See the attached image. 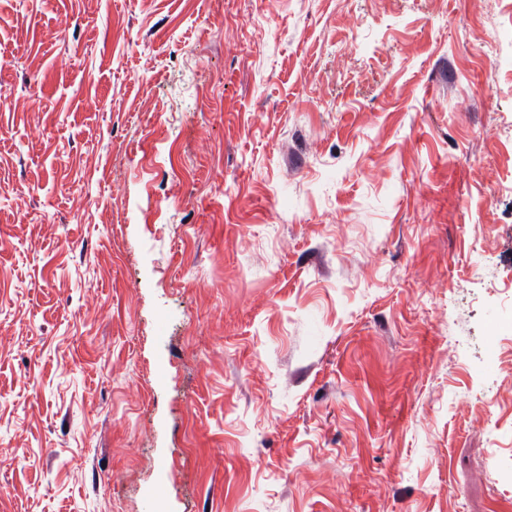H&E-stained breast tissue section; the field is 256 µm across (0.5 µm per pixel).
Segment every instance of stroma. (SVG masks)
Here are the masks:
<instances>
[{
  "label": "stroma",
  "mask_w": 512,
  "mask_h": 512,
  "mask_svg": "<svg viewBox=\"0 0 512 512\" xmlns=\"http://www.w3.org/2000/svg\"><path fill=\"white\" fill-rule=\"evenodd\" d=\"M512 512V0H0V512Z\"/></svg>",
  "instance_id": "obj_1"
}]
</instances>
